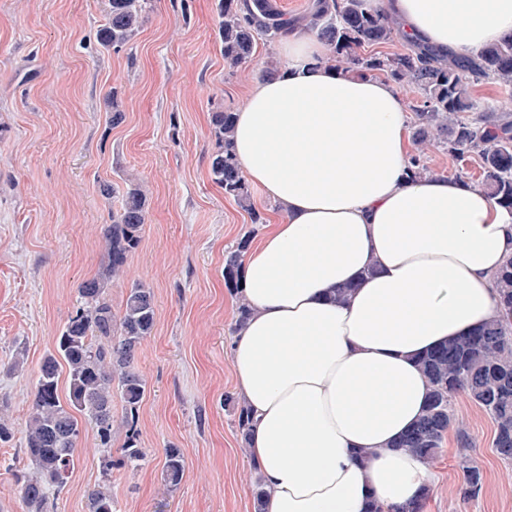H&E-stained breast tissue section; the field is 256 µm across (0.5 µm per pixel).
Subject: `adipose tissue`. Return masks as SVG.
Returning a JSON list of instances; mask_svg holds the SVG:
<instances>
[{"label":"adipose tissue","instance_id":"adipose-tissue-1","mask_svg":"<svg viewBox=\"0 0 512 512\" xmlns=\"http://www.w3.org/2000/svg\"><path fill=\"white\" fill-rule=\"evenodd\" d=\"M371 2L458 54L512 32V0ZM283 52L287 67L254 81L233 143L280 208L239 277L253 309L232 346L248 455L265 512L402 506L432 482L398 445L428 402L419 360L499 320L512 211L457 178L407 177V108L390 81L340 74L299 30Z\"/></svg>","mask_w":512,"mask_h":512}]
</instances>
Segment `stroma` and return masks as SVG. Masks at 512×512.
Segmentation results:
<instances>
[{
  "label": "stroma",
  "mask_w": 512,
  "mask_h": 512,
  "mask_svg": "<svg viewBox=\"0 0 512 512\" xmlns=\"http://www.w3.org/2000/svg\"><path fill=\"white\" fill-rule=\"evenodd\" d=\"M105 0H0V512H26L18 473L39 365L79 302L78 288L106 263L102 227L112 199L99 184L133 174L150 205L129 271L110 290L122 312L128 287L154 292L156 325L136 366L146 380L139 412L145 458L103 475L93 429L77 443L75 468L52 512H88L87 492L108 482L120 512H253L255 471L225 395L237 392L231 328L235 295L224 252L261 225L211 180L210 114L238 111L280 41L258 40L248 65L225 66L214 0H151L134 42L105 51L96 40ZM125 114L107 122V99ZM427 164L480 184L476 156L423 150ZM456 425L431 468L427 512H512V463L494 451L490 415L465 394ZM469 448H461L460 436ZM184 456L177 489L164 483L165 450ZM484 472L477 498L460 494L461 456Z\"/></svg>",
  "instance_id": "35a3bbf8"
}]
</instances>
